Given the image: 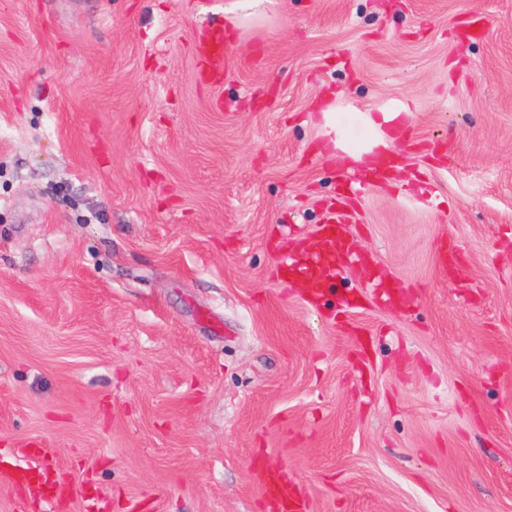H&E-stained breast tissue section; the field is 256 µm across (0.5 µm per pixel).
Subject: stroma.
I'll return each mask as SVG.
<instances>
[{"mask_svg":"<svg viewBox=\"0 0 512 512\" xmlns=\"http://www.w3.org/2000/svg\"><path fill=\"white\" fill-rule=\"evenodd\" d=\"M224 3L0 0V467L61 488L0 512H512V0H273L205 83ZM329 92L410 118L312 304ZM198 73L211 82H219L224 77L226 65L224 37L215 32L202 39L197 46ZM43 456V462L40 466L33 469H19L7 473V478L11 484L22 486L25 484L39 483L46 488V498H52L51 489L55 477V464L47 452H38Z\"/></svg>","mask_w":512,"mask_h":512,"instance_id":"35a3bbf8","label":"stroma"}]
</instances>
